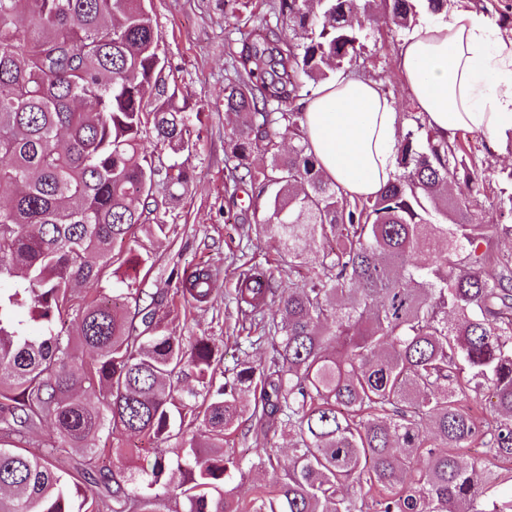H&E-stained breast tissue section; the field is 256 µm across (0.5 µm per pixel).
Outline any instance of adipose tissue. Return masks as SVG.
<instances>
[{
    "mask_svg": "<svg viewBox=\"0 0 512 512\" xmlns=\"http://www.w3.org/2000/svg\"><path fill=\"white\" fill-rule=\"evenodd\" d=\"M399 67L428 127L489 146L512 134V41L471 9L415 26ZM304 127L324 176L352 197L377 195L397 171L400 115L381 83L343 73L303 104Z\"/></svg>",
    "mask_w": 512,
    "mask_h": 512,
    "instance_id": "adipose-tissue-1",
    "label": "adipose tissue"
}]
</instances>
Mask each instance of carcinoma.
Wrapping results in <instances>:
<instances>
[{
    "mask_svg": "<svg viewBox=\"0 0 512 512\" xmlns=\"http://www.w3.org/2000/svg\"><path fill=\"white\" fill-rule=\"evenodd\" d=\"M382 2L377 18L374 0H273L292 37L256 35L226 78L224 111L246 117L226 142L234 179L280 264L311 270L286 292L240 271L238 311L275 334L272 355L219 380L214 338L186 343L140 290L102 287L135 228L166 233L153 215L189 182L185 162L155 165L190 150V130L146 0H0V512H512V493L488 496L512 464V253L472 220L482 174L458 141L409 131L394 180L350 198L302 127L303 79L351 65L368 24L406 28L450 0ZM213 279L185 275L183 302L210 303ZM72 313L76 340L58 329ZM245 391L291 452L256 453L274 480L248 499L224 448ZM47 420L55 434L26 450ZM107 427L181 454L137 467L117 446L107 467Z\"/></svg>",
    "mask_w": 512,
    "mask_h": 512,
    "instance_id": "1",
    "label": "carcinoma"
}]
</instances>
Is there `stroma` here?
Instances as JSON below:
<instances>
[{
    "label": "stroma",
    "instance_id": "obj_1",
    "mask_svg": "<svg viewBox=\"0 0 512 512\" xmlns=\"http://www.w3.org/2000/svg\"><path fill=\"white\" fill-rule=\"evenodd\" d=\"M271 5L272 0H250L241 15L234 16L225 13L222 0H148L169 82L188 103L185 116L192 138L187 160L191 181L181 198L158 214L168 226L166 234L157 236L138 229L124 252L125 264L108 267L103 277L109 287L140 288L149 297L174 292L177 283L169 276L172 268L189 271L199 264L209 265L215 277L212 302L171 312L167 325L188 341L198 336L218 340V355L227 370L246 359L256 364L266 362L271 351L266 340L254 345L235 341L243 320L229 306L228 297L237 286L239 253L247 252L257 267L273 272L283 290L302 284L309 275L305 268L276 269L273 260L279 245L264 228L263 215L254 211L247 191L233 190L225 156L226 140L242 121L241 115L224 109V81L231 72L225 42L265 27L288 35L287 25L277 20ZM407 34V29L396 27L366 29L364 47L352 67L354 73L383 81L405 132L417 129L424 121L398 68L400 46ZM458 138L485 177L475 220L501 223L499 195L512 192V151L489 150L484 138L472 132L459 133ZM146 255L153 261L147 272L136 264L138 257ZM252 412L253 397L243 394L237 429L230 437L235 454L247 460L258 449L273 448L280 459H287V435L262 436Z\"/></svg>",
    "mask_w": 512,
    "mask_h": 512
}]
</instances>
